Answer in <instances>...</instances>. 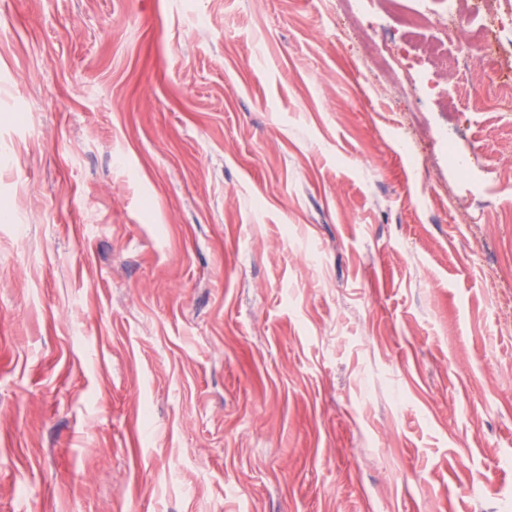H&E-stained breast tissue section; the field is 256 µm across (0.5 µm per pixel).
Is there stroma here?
Wrapping results in <instances>:
<instances>
[{"mask_svg": "<svg viewBox=\"0 0 512 512\" xmlns=\"http://www.w3.org/2000/svg\"><path fill=\"white\" fill-rule=\"evenodd\" d=\"M416 6L0 0V512H512V76Z\"/></svg>", "mask_w": 512, "mask_h": 512, "instance_id": "obj_1", "label": "stroma"}]
</instances>
